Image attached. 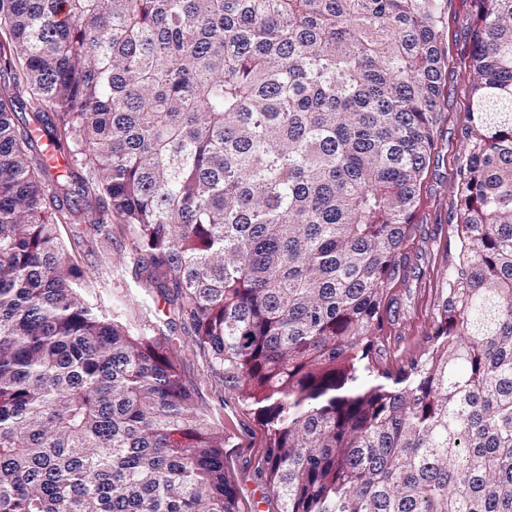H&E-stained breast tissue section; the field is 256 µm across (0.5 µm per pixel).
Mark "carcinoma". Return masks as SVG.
<instances>
[{
    "instance_id": "obj_1",
    "label": "carcinoma",
    "mask_w": 512,
    "mask_h": 512,
    "mask_svg": "<svg viewBox=\"0 0 512 512\" xmlns=\"http://www.w3.org/2000/svg\"><path fill=\"white\" fill-rule=\"evenodd\" d=\"M473 2L448 286L398 362L448 0H0V512H242L175 338L84 297L59 225L114 219L280 512H512V0Z\"/></svg>"
}]
</instances>
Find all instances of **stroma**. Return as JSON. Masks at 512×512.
<instances>
[{"label":"stroma","instance_id":"1","mask_svg":"<svg viewBox=\"0 0 512 512\" xmlns=\"http://www.w3.org/2000/svg\"><path fill=\"white\" fill-rule=\"evenodd\" d=\"M446 23L448 77L444 112L434 128L437 148L421 187L418 230L404 249L409 279L394 289L398 312L391 324V348L399 358L420 350L437 316L447 286L445 253L456 222L458 175L467 155L464 129L474 81L468 54L476 24L472 0H448ZM131 253L129 234L118 228L113 231L111 251L92 253L84 246L75 251L80 265L93 274L85 292L87 300L119 316L131 332L149 333L164 325L172 307L156 283L135 275ZM174 336L185 383L195 391L209 421L224 431V465L245 512H278L261 472L265 451L261 426L241 400L225 390L221 378L210 372L189 328L176 327Z\"/></svg>","mask_w":512,"mask_h":512}]
</instances>
